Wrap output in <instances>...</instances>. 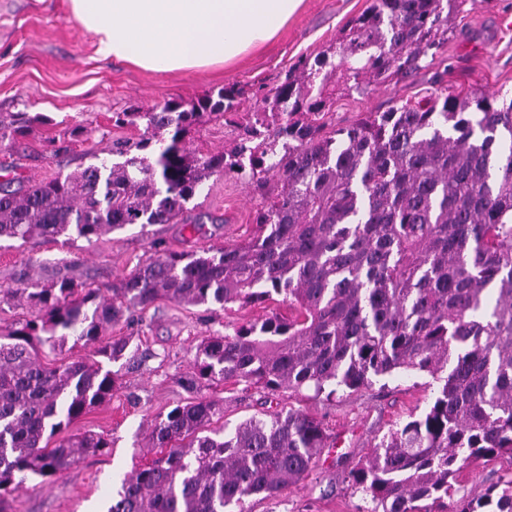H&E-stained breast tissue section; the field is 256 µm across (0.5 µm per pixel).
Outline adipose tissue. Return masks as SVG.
Here are the masks:
<instances>
[{"mask_svg":"<svg viewBox=\"0 0 512 512\" xmlns=\"http://www.w3.org/2000/svg\"><path fill=\"white\" fill-rule=\"evenodd\" d=\"M303 0H70L105 58L166 72L234 62L272 41Z\"/></svg>","mask_w":512,"mask_h":512,"instance_id":"1","label":"adipose tissue"}]
</instances>
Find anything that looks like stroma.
Segmentation results:
<instances>
[{
  "label": "stroma",
  "instance_id": "1",
  "mask_svg": "<svg viewBox=\"0 0 512 512\" xmlns=\"http://www.w3.org/2000/svg\"><path fill=\"white\" fill-rule=\"evenodd\" d=\"M372 0H304L300 10L265 48L222 66L152 72L102 58L92 34L71 18L69 0H0V119H23L25 137L0 138V182L48 181L94 163L95 153L116 138H138L143 126H118L113 113L143 112L167 101H191L228 84L254 91L282 79L299 57H315L335 46L346 22ZM512 0H477L459 14L442 55L399 83L367 93H339L332 124L348 125L363 112L385 111L406 98L434 92L478 89L512 98ZM237 132L220 120L200 123L186 143L203 153L231 144ZM261 198L246 182L212 176L186 204L188 216L210 214L215 223L191 231L183 224H133L98 239L34 238L0 242V286L52 283L68 278L88 288L110 289L152 253V245L176 252H203L239 243L253 230ZM285 304L269 301L245 308L185 306L160 300L108 328L104 341L124 336L146 352L140 371L121 373L109 402L64 427L63 435H101L106 449L80 458L50 482L13 493L8 512H105L124 475L141 460L151 423L185 404L189 393L177 384L189 371L192 348L204 336L227 334ZM437 392L425 372L398 371L355 392L281 391L221 384L210 397L223 401L228 425L281 409L322 421L334 437L312 471L273 500L259 496L249 512H370L371 502L345 477L370 455L390 429L424 414ZM512 481V459L471 463L461 474L458 497L468 499L492 484Z\"/></svg>",
  "mask_w": 512,
  "mask_h": 512
}]
</instances>
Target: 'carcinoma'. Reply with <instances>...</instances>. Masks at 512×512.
Masks as SVG:
<instances>
[{"label": "carcinoma", "instance_id": "obj_1", "mask_svg": "<svg viewBox=\"0 0 512 512\" xmlns=\"http://www.w3.org/2000/svg\"><path fill=\"white\" fill-rule=\"evenodd\" d=\"M466 2L372 0L336 48L298 60L246 112L234 84L115 112L117 125L145 121L138 140L111 142L108 158L63 179L20 191L0 183V239L23 242L171 224L217 173L263 199L248 239L202 254L155 248L110 296L68 279L0 290L37 309L0 335V502L108 447L91 432L50 445L112 399L119 372L99 358L127 359L129 340L100 344L107 326L161 298L244 307L277 295L289 315L196 346L178 380L192 400L154 421L153 457L126 475L107 512H247L250 498L277 497L315 467L329 439L319 421L286 411L230 428L223 404L202 394L214 384L334 394L399 370L428 373L437 395L347 475L349 486L371 512H512V485L448 505L472 461L512 457V100L433 95L325 132L335 92L415 75ZM212 116L238 130L235 144L190 149L191 128ZM71 337L97 358L37 359Z\"/></svg>", "mask_w": 512, "mask_h": 512}]
</instances>
